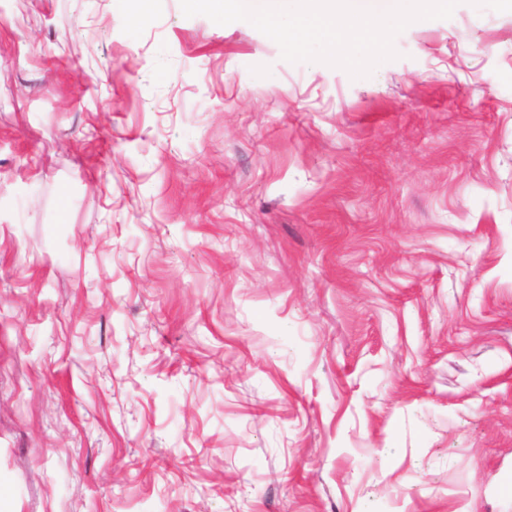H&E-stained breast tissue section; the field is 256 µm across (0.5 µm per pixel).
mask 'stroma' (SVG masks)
Returning a JSON list of instances; mask_svg holds the SVG:
<instances>
[{"mask_svg": "<svg viewBox=\"0 0 512 512\" xmlns=\"http://www.w3.org/2000/svg\"><path fill=\"white\" fill-rule=\"evenodd\" d=\"M394 46L0 0V512H512V12Z\"/></svg>", "mask_w": 512, "mask_h": 512, "instance_id": "obj_1", "label": "stroma"}]
</instances>
